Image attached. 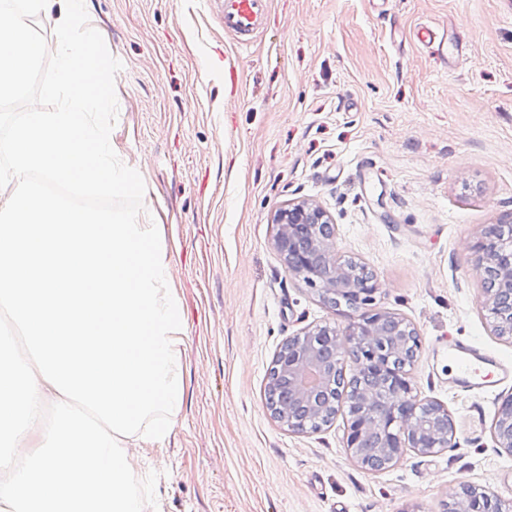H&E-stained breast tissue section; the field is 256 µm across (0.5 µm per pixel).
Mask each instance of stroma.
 <instances>
[{
	"label": "stroma",
	"mask_w": 512,
	"mask_h": 512,
	"mask_svg": "<svg viewBox=\"0 0 512 512\" xmlns=\"http://www.w3.org/2000/svg\"><path fill=\"white\" fill-rule=\"evenodd\" d=\"M85 7L122 63L112 147L149 172L140 218L183 314L179 412L134 451L159 475L155 512H446L462 482L512 500V453L491 436L512 382L461 389L447 354L473 342L512 364L470 250L512 216V0H270L245 51L222 0ZM292 202L327 211L336 257L417 329L412 392L447 407L457 447L371 472L345 448L346 412L316 432L271 416L281 344L350 314L276 249Z\"/></svg>",
	"instance_id": "1"
}]
</instances>
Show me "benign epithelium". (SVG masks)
Instances as JSON below:
<instances>
[{
    "label": "benign epithelium",
    "instance_id": "1",
    "mask_svg": "<svg viewBox=\"0 0 512 512\" xmlns=\"http://www.w3.org/2000/svg\"><path fill=\"white\" fill-rule=\"evenodd\" d=\"M274 223L275 245L288 270L317 288L326 303L357 310L373 302L377 277L336 262V224L323 209L290 204L275 213ZM474 250L488 284L485 308L491 327L495 335L512 339V233L501 224H487ZM400 336L419 339L404 319L374 310L351 318L342 329L317 326L288 338L272 366L281 399L268 409L289 429L301 432L310 430L308 418L318 420L327 410L346 409V450L373 472L393 466L409 448L431 454L454 447L448 408L412 396L408 373L390 364ZM347 358L365 374V386L352 390L338 378ZM492 435L497 447L512 453V395L498 408ZM448 512H512V501L462 483Z\"/></svg>",
    "mask_w": 512,
    "mask_h": 512
}]
</instances>
